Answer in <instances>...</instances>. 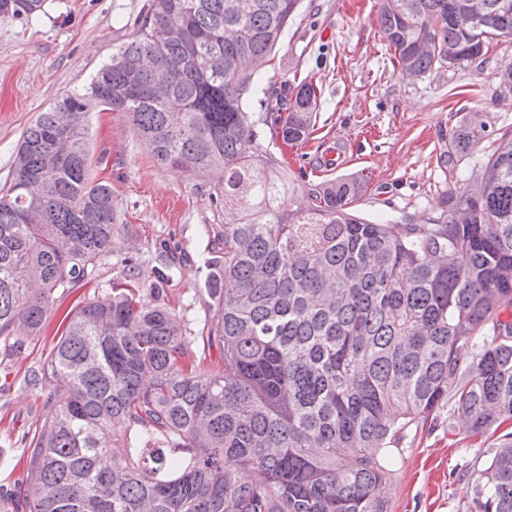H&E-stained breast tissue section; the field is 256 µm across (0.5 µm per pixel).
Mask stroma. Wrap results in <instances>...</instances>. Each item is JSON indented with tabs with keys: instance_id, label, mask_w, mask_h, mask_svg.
Segmentation results:
<instances>
[{
	"instance_id": "stroma-1",
	"label": "stroma",
	"mask_w": 512,
	"mask_h": 512,
	"mask_svg": "<svg viewBox=\"0 0 512 512\" xmlns=\"http://www.w3.org/2000/svg\"><path fill=\"white\" fill-rule=\"evenodd\" d=\"M146 0H46L32 22L0 16V186L13 173L23 130L66 93L86 86L112 51L132 37ZM380 0H303L273 59L259 74L260 93L246 110L260 147L286 153L288 168L311 190L339 175L364 182L356 209L380 222L438 216L449 189L463 190L501 138H512V96L501 97L499 73L512 65V38L481 56L403 78L377 23ZM318 88L312 134L284 148L278 123L288 89ZM479 113L485 137L447 163L448 141L463 116ZM92 181L109 184L116 231L110 252L87 275L59 291L39 336L22 347L0 340V496L26 478L29 444L41 424L47 387L31 378L76 305L108 298L113 279L135 260L142 279L160 264L175 267L163 297L183 316L189 352L201 353L208 316L201 228L217 223L210 185L158 165L125 113L87 115ZM497 440L468 437L447 411L407 437L398 456L390 512H472L474 487Z\"/></svg>"
}]
</instances>
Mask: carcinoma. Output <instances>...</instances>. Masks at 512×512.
<instances>
[{"label": "carcinoma", "mask_w": 512, "mask_h": 512, "mask_svg": "<svg viewBox=\"0 0 512 512\" xmlns=\"http://www.w3.org/2000/svg\"><path fill=\"white\" fill-rule=\"evenodd\" d=\"M44 2L0 0V15L30 20ZM300 8L148 0L89 87L23 132L0 188V338L39 335L57 290L110 249L92 108L125 113L158 164L212 180L224 223L201 229L208 352H188L137 273L73 311L38 378L64 399L44 405L11 512H389L394 450L434 412L451 405L470 437L512 423V139L421 223L360 217L351 175L304 190L245 111ZM378 23L399 72L419 77L512 34V0H382ZM294 89L279 126L291 145L318 101L313 83ZM485 132L470 114L448 160ZM473 504L512 512V432Z\"/></svg>", "instance_id": "obj_1"}]
</instances>
